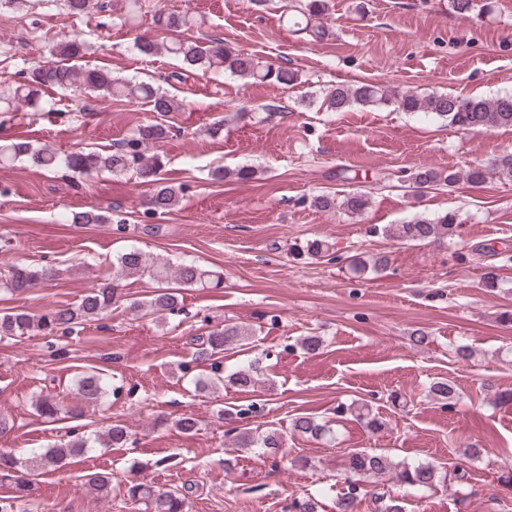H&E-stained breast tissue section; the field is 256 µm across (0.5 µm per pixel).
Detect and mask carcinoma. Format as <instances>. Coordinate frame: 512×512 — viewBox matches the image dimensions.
Wrapping results in <instances>:
<instances>
[{"instance_id": "cac0c4a2", "label": "carcinoma", "mask_w": 512, "mask_h": 512, "mask_svg": "<svg viewBox=\"0 0 512 512\" xmlns=\"http://www.w3.org/2000/svg\"><path fill=\"white\" fill-rule=\"evenodd\" d=\"M97 2L65 0L64 6L70 14L80 16L96 8ZM450 5L455 13L464 17L473 14L479 16L487 9V4L481 0H450ZM327 11V0H301L296 6L297 15L293 21L295 32L313 39H322L326 29L320 20ZM154 20L169 35V42L160 44L149 36L136 37L133 48L145 57L164 50L190 69L228 72L252 84H289L295 80L294 73L243 50L231 48L222 40L200 42L184 36L194 23V19L187 13L160 10L154 15ZM85 49L86 42L78 35L58 43L51 50L52 59L32 65L21 82L0 93V112L13 111L22 101L32 106L40 105V96L45 89H80L88 93L125 97L132 102L145 104L160 120L139 126L129 139L105 153L79 151L62 157L52 149H38L28 141L16 139L0 145V164L10 165L19 160H27L46 170L63 166L80 176L132 170L140 182L151 189L147 199L148 210L159 215L170 212L179 202V189L160 177L164 168L162 157L157 153L147 157L142 148L150 144L157 145L166 138V117L177 110L178 104L151 82H132L115 77L103 68L77 64ZM322 105L331 112H345L354 105H392L403 112L433 114L460 130L512 127V95L485 99L433 92L419 96L407 91L390 94L383 87L368 83L338 84L326 94ZM458 181L459 176L454 173L433 170L419 171L412 177V184L417 189L452 186ZM368 205L369 197L361 192L347 196L342 202V207L352 214L362 213ZM71 221L76 224H106L109 217L93 209L72 215ZM458 224V214L448 211L433 219L416 216L404 224L383 228V233L410 243L441 241L454 235ZM144 274L158 283L174 280L184 288L202 287L209 278V271L197 265L181 264L174 269L167 263L148 258L139 250H128L112 260V274L97 287L90 289L77 305L58 307L40 316L24 311L0 315V336L20 337L33 331L48 336H68L79 324L99 320L112 311V305L119 300L118 290L123 279ZM49 277L50 271L46 268L13 266L3 285L13 292H24ZM133 309L146 310L151 314L178 313L182 309L178 289L157 288L150 299L133 303ZM249 336L251 332L244 327L236 323H225L196 337L195 361L209 363V372L200 375L195 385L200 389L224 382L239 389L253 386L256 383L258 361L254 360L226 375L223 364L216 358V355L232 345L242 343ZM77 391L85 401L97 402L106 394L107 388L101 376L85 374L78 380ZM430 391L435 397L448 401L450 407L458 398L456 388L446 380L434 382ZM37 409L42 417L53 419L61 410L60 400L51 393L42 395L37 400ZM352 413L367 430L374 433L382 428V422L371 413L368 405L361 404ZM291 430L313 439L323 438L331 432L327 423H321L309 415L293 418ZM130 438L129 429L117 422L107 428L98 438V443L108 448H122ZM232 442L238 448H257L266 455H274L283 446V437L278 430L272 428L258 434L244 428L234 431ZM88 448L89 440L76 434L66 443L47 449L41 454V459L50 465L63 466L66 461L85 453ZM343 470L346 492L336 501L338 512H355L363 501L360 497L361 482L366 477H387L395 485L419 489H433L446 480V476L433 463H396L389 456L373 450L350 453L343 462ZM111 482L112 477L108 473L88 475V484L102 495L108 493ZM125 495L134 502L147 501L154 512H186L187 497L179 491L157 493L144 482L132 481L125 487ZM371 500L384 503L382 512H405L400 498L383 486L372 490ZM290 509L291 512H323V504L313 495H302L293 499Z\"/></svg>"}]
</instances>
